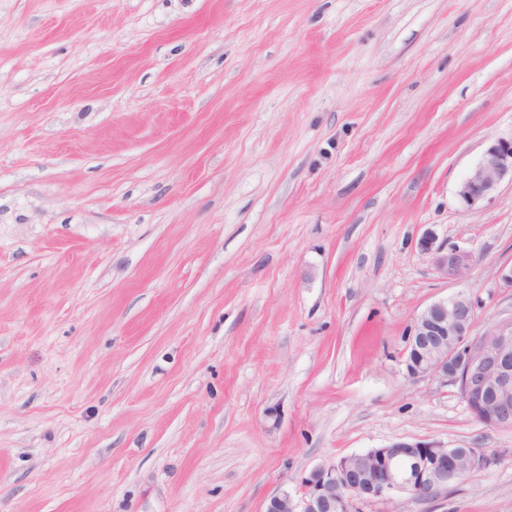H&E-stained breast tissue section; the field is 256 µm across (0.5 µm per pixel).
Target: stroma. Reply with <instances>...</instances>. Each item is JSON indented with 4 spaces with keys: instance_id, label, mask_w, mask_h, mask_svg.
I'll list each match as a JSON object with an SVG mask.
<instances>
[{
    "instance_id": "1",
    "label": "stroma",
    "mask_w": 512,
    "mask_h": 512,
    "mask_svg": "<svg viewBox=\"0 0 512 512\" xmlns=\"http://www.w3.org/2000/svg\"><path fill=\"white\" fill-rule=\"evenodd\" d=\"M511 135L512 0H0V512H265L411 438L498 461L360 512H512V430L402 357L512 317V182L456 194ZM436 238L432 233H427L419 240V248L423 252H435V266L439 274L445 278H457L463 275L472 262L474 261L472 254L457 249L448 248L444 252L439 245L436 246Z\"/></svg>"
}]
</instances>
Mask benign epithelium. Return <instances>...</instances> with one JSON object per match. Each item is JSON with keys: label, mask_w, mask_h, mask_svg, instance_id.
<instances>
[{"label": "benign epithelium", "mask_w": 512, "mask_h": 512, "mask_svg": "<svg viewBox=\"0 0 512 512\" xmlns=\"http://www.w3.org/2000/svg\"><path fill=\"white\" fill-rule=\"evenodd\" d=\"M512 177V138L500 137L458 186L468 207L491 198ZM423 252L436 254L445 278L463 275L472 254L436 245L428 233L419 240ZM476 307L459 292L429 305L415 320L404 352L407 376H437L458 386L473 417L487 427L512 429V318L491 323L472 334ZM496 456L483 448H447L425 440L402 439L381 448L341 457L317 467L300 492L270 498L265 512H357V504L389 501L400 494L428 500L448 491L462 472L488 468Z\"/></svg>", "instance_id": "7a95c632"}]
</instances>
